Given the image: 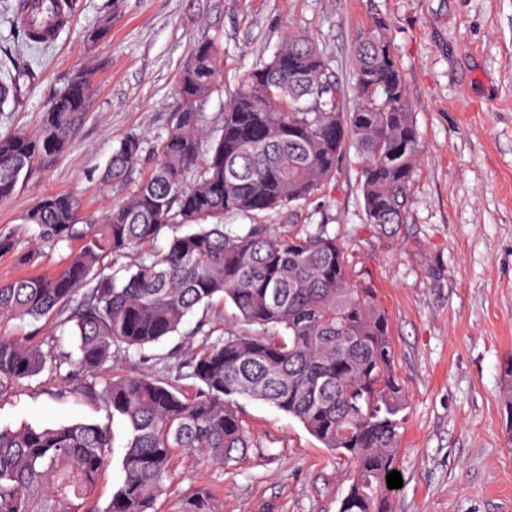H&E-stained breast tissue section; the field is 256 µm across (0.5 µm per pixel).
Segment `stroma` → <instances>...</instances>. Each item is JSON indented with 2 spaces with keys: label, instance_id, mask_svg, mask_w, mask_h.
<instances>
[{
  "label": "stroma",
  "instance_id": "stroma-1",
  "mask_svg": "<svg viewBox=\"0 0 512 512\" xmlns=\"http://www.w3.org/2000/svg\"><path fill=\"white\" fill-rule=\"evenodd\" d=\"M16 2L0 0V71L20 73L0 108V134L37 133L44 108L79 68L90 67L94 79L69 147L0 199V233L16 241L0 253V283L55 272L79 247L64 241L45 248L36 265L20 262L35 231L21 218L41 196L75 195L83 215L98 216L142 183L199 42L215 41L224 60L203 107L212 129L240 75L269 60L291 30L315 42L338 87V111H352L357 36L375 18L388 21L422 145L403 223H366L361 165L349 145L331 182L308 200L224 222L232 232L256 223L283 235L325 226L353 279L374 289L407 399L393 512H512V414L503 403V364L512 354V0H71L70 22L37 47L17 36ZM100 30L104 38L94 40ZM132 134L143 140L140 162L123 181L107 180L113 150ZM232 315L220 303L198 307L179 333L116 354L93 379L149 372L195 393L182 362L201 330L222 337L220 323ZM61 321L4 320L0 336L64 345ZM71 371L65 364L54 375L0 385V427L104 418L65 393ZM238 407L251 437L246 455L224 466L180 457L160 512H176L198 486L220 496L223 512H339L349 465L286 413L245 398ZM112 429V461L94 494L101 508L122 479L127 426L117 416Z\"/></svg>",
  "mask_w": 512,
  "mask_h": 512
}]
</instances>
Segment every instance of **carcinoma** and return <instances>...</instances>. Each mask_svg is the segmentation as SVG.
Instances as JSON below:
<instances>
[{
    "label": "carcinoma",
    "instance_id": "1",
    "mask_svg": "<svg viewBox=\"0 0 512 512\" xmlns=\"http://www.w3.org/2000/svg\"><path fill=\"white\" fill-rule=\"evenodd\" d=\"M65 15L63 0H31L28 29L20 33L27 41L28 30L59 28ZM355 58L359 102L338 112L321 52L308 37L288 33L269 61L242 75L210 132L202 106L222 77V55L215 42L201 41L181 73L159 158L126 199L88 219L76 198L47 194L25 215L38 233L24 262L46 243L81 246L55 273L0 283V320L65 312L62 326L75 351L0 336V384L54 374L66 363L93 374L119 352L179 332L188 313L216 300L232 304L235 321L224 323L222 340L205 332L184 360L199 382L193 396L149 373L116 377L100 390L69 385V393L127 424L122 481L103 509L90 501L111 460L110 423L0 429V512H158L178 455L224 465L250 447L239 397L287 413L352 466L339 512H391L387 474L397 469L406 396L385 310L371 289L352 281L340 241L322 226L288 237L262 224L224 232L228 215L308 200L333 176L347 138L361 162L365 223L403 222L421 143L386 20L360 32ZM91 73L82 67L74 74L43 112L37 135L0 136V199L65 149L85 117ZM141 152L138 136L122 139L112 179L123 178ZM179 225L196 229L155 248L164 229ZM131 252L138 259L123 281L99 273L106 258ZM83 287L85 300L70 307ZM503 372L512 415V355ZM177 512H221L219 498L196 488Z\"/></svg>",
    "mask_w": 512,
    "mask_h": 512
}]
</instances>
